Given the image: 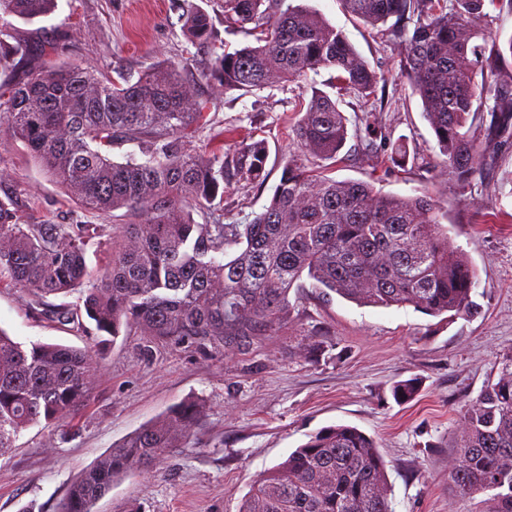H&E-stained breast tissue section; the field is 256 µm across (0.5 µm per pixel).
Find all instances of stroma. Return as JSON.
<instances>
[{
    "instance_id": "obj_1",
    "label": "stroma",
    "mask_w": 512,
    "mask_h": 512,
    "mask_svg": "<svg viewBox=\"0 0 512 512\" xmlns=\"http://www.w3.org/2000/svg\"><path fill=\"white\" fill-rule=\"evenodd\" d=\"M344 31L379 77L382 107L343 97L349 117L346 158L331 164L339 180L373 183L383 191L428 195L478 272L477 314L447 322L413 308L359 306L311 288L291 291V317L246 345L204 354L150 341L140 331L108 345L89 406L65 438L47 447L48 432L23 431L0 457V512H54L71 481L112 446L187 399L205 413L194 436L152 475L113 485L97 512H238L251 484L309 435L337 424L373 436L387 462L393 512H480V499L456 497L448 484L453 443L466 409L512 351V143L499 146L492 177L459 187L438 163L439 149L418 97L399 74L401 46L381 29L348 14L340 0H310ZM176 0H58L51 15L25 23L8 17L0 31L38 48L63 44L47 64L80 63L117 77L165 61L179 66L194 99L207 103V122L191 141L201 153L233 154L266 139L269 177L263 187L231 180L224 186V221L244 224L271 196L295 151L293 126L311 86L328 71L298 82L272 80L261 91H225L207 74L215 53L244 43L218 33L207 47L181 33ZM405 144V161L384 141ZM15 201L26 224H75L92 214L68 204L25 147L0 124V198ZM0 328L16 341L84 348L90 332L53 322L26 291L0 277ZM417 379L418 392L396 402L393 386Z\"/></svg>"
}]
</instances>
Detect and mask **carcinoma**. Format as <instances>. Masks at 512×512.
<instances>
[{
    "mask_svg": "<svg viewBox=\"0 0 512 512\" xmlns=\"http://www.w3.org/2000/svg\"><path fill=\"white\" fill-rule=\"evenodd\" d=\"M348 12L385 27L403 46L400 77L423 112L440 163L462 187L496 166L488 144L512 140V37L486 43V4L512 0H343ZM57 0H0V18H43ZM183 33L194 45L215 40L213 19L191 4ZM224 32L253 43L217 56L209 75L228 90L265 88L330 71L326 86L377 101L378 76L345 34L311 6L286 0H224ZM29 62L26 76L0 83V120L69 202L101 224H22L16 203L0 199V275L48 307L60 324L94 325L96 345L18 342L0 329V456L20 433H51L90 403L106 337L131 329L203 353L241 345L288 320L291 289L310 286L360 304L411 307L448 319L472 316L477 274L427 195L402 196L366 181L336 180L308 166L334 160L348 138L339 101L312 88L293 133L303 157L287 162L268 203L246 224H225L224 182L239 175L261 187L266 141L231 158L190 149L206 104L190 99L179 70L159 63L123 82L83 65L41 67L27 45L0 39V69ZM482 75V82L476 81ZM138 151L112 158V149ZM125 209L143 221L104 220ZM199 213L203 222L195 221ZM112 244L102 270L89 251ZM79 293L74 305L50 296ZM414 380L393 387L398 402ZM204 406L188 399L95 461L55 512H94L112 485L151 472L191 436ZM448 482L459 496H485L482 512H512V351L468 405ZM239 512H392L386 462L376 441L338 424L311 436L257 479Z\"/></svg>",
    "mask_w": 512,
    "mask_h": 512,
    "instance_id": "cac0c4a2",
    "label": "carcinoma"
}]
</instances>
